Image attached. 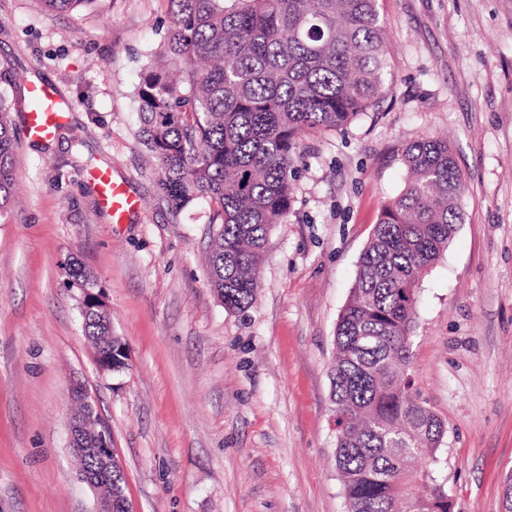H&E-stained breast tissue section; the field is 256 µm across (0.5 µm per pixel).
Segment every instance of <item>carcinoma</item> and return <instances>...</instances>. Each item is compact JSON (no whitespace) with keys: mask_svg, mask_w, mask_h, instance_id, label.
Segmentation results:
<instances>
[{"mask_svg":"<svg viewBox=\"0 0 512 512\" xmlns=\"http://www.w3.org/2000/svg\"><path fill=\"white\" fill-rule=\"evenodd\" d=\"M57 11L97 0H44ZM163 55L143 69L136 102L143 141L172 209L205 198L218 225L210 285L224 308L254 301L270 227L291 205L298 141L351 123L389 91L388 51L376 0H167ZM14 129L0 92V217L13 201ZM402 191L382 211L360 255L335 331L334 463L348 512H450L430 470L444 423L411 391L410 339L420 282L464 218L466 178L448 141L403 151ZM70 285L95 281L77 263ZM100 350L112 334L82 319Z\"/></svg>","mask_w":512,"mask_h":512,"instance_id":"cac0c4a2","label":"carcinoma"}]
</instances>
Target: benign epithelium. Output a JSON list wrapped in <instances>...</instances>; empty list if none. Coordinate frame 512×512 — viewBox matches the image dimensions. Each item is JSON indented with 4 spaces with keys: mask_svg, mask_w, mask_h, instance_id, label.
<instances>
[{
    "mask_svg": "<svg viewBox=\"0 0 512 512\" xmlns=\"http://www.w3.org/2000/svg\"><path fill=\"white\" fill-rule=\"evenodd\" d=\"M80 310H95L98 313L108 311L103 296L99 293L87 290L84 292ZM129 358L121 356L114 350L112 343H107L97 356V365L103 371L124 369L128 366ZM71 394L75 402L84 406V414L78 418H71L69 443L72 452L77 455H90L99 464L101 475L92 476L80 474V479L86 483L96 495L95 512H115L113 495L102 494V490L110 485L106 476L112 474V466L115 462L114 452L110 445L109 434L99 415L95 412V405L84 388L78 384L71 388Z\"/></svg>",
    "mask_w": 512,
    "mask_h": 512,
    "instance_id": "obj_1",
    "label": "benign epithelium"
}]
</instances>
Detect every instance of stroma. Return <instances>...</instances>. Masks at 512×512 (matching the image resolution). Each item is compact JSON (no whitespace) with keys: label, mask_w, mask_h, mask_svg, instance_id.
Returning a JSON list of instances; mask_svg holds the SVG:
<instances>
[{"label":"stroma","mask_w":512,"mask_h":512,"mask_svg":"<svg viewBox=\"0 0 512 512\" xmlns=\"http://www.w3.org/2000/svg\"><path fill=\"white\" fill-rule=\"evenodd\" d=\"M392 84L338 130L300 142L287 217L250 308L209 283L216 225L175 211L139 136L136 86L161 50L166 0L57 12L0 0L16 204L0 218V512H93L68 446L82 384L110 433L131 512H346L331 372L359 257L404 187L403 148L448 139L465 214L420 283L412 392L445 425L452 512H504L512 475V0H377ZM69 110L27 138L30 83ZM140 201L121 224L93 171ZM96 279L128 368L101 371L67 266Z\"/></svg>","instance_id":"stroma-1"}]
</instances>
